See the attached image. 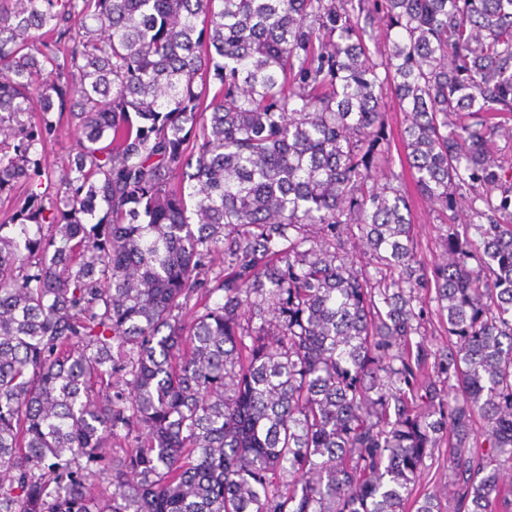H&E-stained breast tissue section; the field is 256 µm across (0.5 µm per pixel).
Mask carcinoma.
<instances>
[{
	"mask_svg": "<svg viewBox=\"0 0 512 512\" xmlns=\"http://www.w3.org/2000/svg\"><path fill=\"white\" fill-rule=\"evenodd\" d=\"M384 3L375 62L362 0H0V194L52 211L0 224V512H444L442 432L457 512H512V0ZM386 88L417 190L470 196L431 266ZM382 15V13H372L371 24H368L366 27L368 33L373 34L375 37V41L369 42V46L373 54L372 58L375 62L381 61V56L385 53V49H387V43L384 36L386 32V25ZM382 110L385 112L386 131L396 136L403 125V112H400L396 99L388 91L382 99ZM77 137L74 128L68 125L66 119L60 121L54 131L41 139L42 146L37 145L44 163L53 168L67 163L77 151ZM420 297L422 302L417 305L423 307L420 335L412 336V341L413 343L421 342L427 348L430 354L428 370L430 374H433L435 360L437 361V358L448 346V336L440 323L438 306L434 300V288L420 289ZM425 464L417 490L421 493H435L441 496L443 486L448 482V473L450 472L446 445L443 444L442 448L436 449L434 458L426 459Z\"/></svg>",
	"mask_w": 512,
	"mask_h": 512,
	"instance_id": "cac0c4a2",
	"label": "carcinoma"
}]
</instances>
